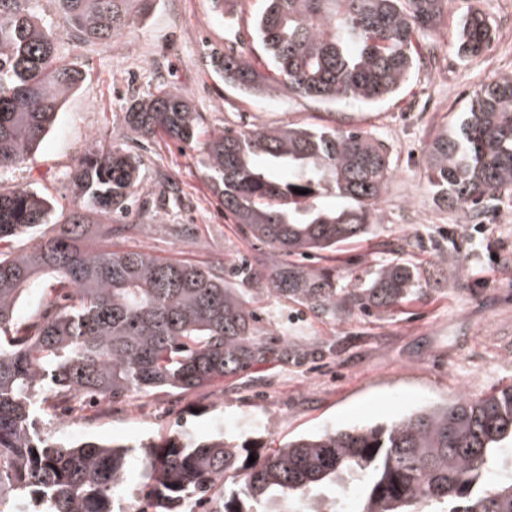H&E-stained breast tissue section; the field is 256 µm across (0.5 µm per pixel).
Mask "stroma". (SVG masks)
<instances>
[{
    "mask_svg": "<svg viewBox=\"0 0 512 512\" xmlns=\"http://www.w3.org/2000/svg\"><path fill=\"white\" fill-rule=\"evenodd\" d=\"M474 3L492 21L497 42H512L502 0H449L446 22L430 39L437 58L448 64L447 75L420 67L398 99L373 108L331 106L288 93L249 95L220 80L211 54L231 51L261 66L251 33L263 0H224L220 19L211 0H153L145 20L105 43L74 49L72 58L85 72L80 87L64 101L43 146L0 173V191L33 188L51 198L56 214H68L74 208L68 175L85 148L110 134L135 145L124 124L129 99L169 85L186 96L208 132L327 125L357 128L383 142L392 171L376 226L343 251L304 263L332 268L337 284L347 288L391 262L413 261L424 274L417 300L340 322L259 297L260 329H287L316 350L314 359L266 364L180 394L143 392L74 412L55 406L40 415L44 431L62 440L94 437L129 446L180 431L197 438L223 431L242 444V458H259L299 434L387 422L512 383V202H487L476 219L437 206L425 169L434 131L465 111L480 85L512 73V59L497 42L480 56L460 59L455 28ZM141 159L146 189L168 177L181 202L161 214L129 210L123 223L142 230L113 238V249L223 267L263 252L225 216L204 175L200 149L160 138Z\"/></svg>",
    "mask_w": 512,
    "mask_h": 512,
    "instance_id": "obj_1",
    "label": "stroma"
}]
</instances>
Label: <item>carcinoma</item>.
<instances>
[{
	"mask_svg": "<svg viewBox=\"0 0 512 512\" xmlns=\"http://www.w3.org/2000/svg\"><path fill=\"white\" fill-rule=\"evenodd\" d=\"M35 2L0 0V172L39 148L81 81L69 39L105 42L151 7V0H53L63 34ZM446 3L265 0L253 31L269 74L234 54L212 63L243 94L374 106L404 90L423 59L418 36L443 26ZM457 36L460 53L478 56L493 34L473 8ZM124 120L141 141L162 135L200 147L224 213L267 250L224 270L88 244L93 220L109 238L139 229L112 223L142 189L140 156L122 142L85 150L69 175L76 209L49 236L38 235L57 223L46 197L22 186L0 191V242L38 235L28 251L0 250V512H122L130 450L45 435L38 413L46 401L75 408L88 397L192 390L257 365L300 363L310 350L299 338H261L249 307L255 294L336 321L385 313L419 293L420 272L409 262L340 288L330 273L297 261L371 232L391 167L368 134L286 125L226 129L201 142L198 113L164 87L132 99ZM425 164L439 206L469 211L489 197L512 198L511 73L475 91L459 119L432 136ZM327 195L344 205L326 206ZM35 284L46 290L20 321L17 309ZM506 445L512 383L397 421L297 435L246 468L225 433L205 441L178 433L140 447L138 512H189L201 499L207 512H266L277 498L321 512L336 505L320 489L348 482L358 488L357 512H512V476L488 479ZM244 468L237 488H224V475Z\"/></svg>",
	"mask_w": 512,
	"mask_h": 512,
	"instance_id": "cac0c4a2",
	"label": "carcinoma"
}]
</instances>
